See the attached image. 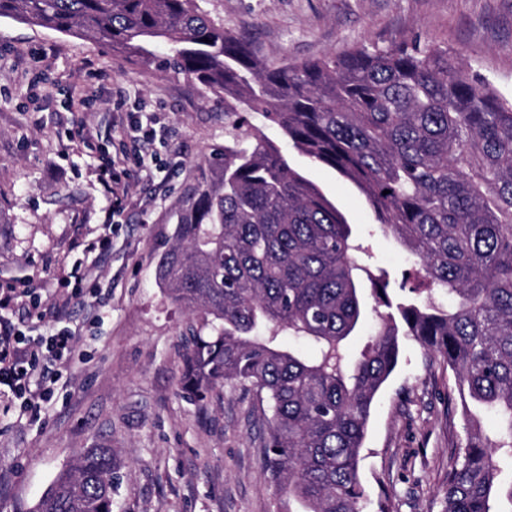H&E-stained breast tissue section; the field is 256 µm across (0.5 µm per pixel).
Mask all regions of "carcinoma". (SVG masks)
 Here are the masks:
<instances>
[{
	"mask_svg": "<svg viewBox=\"0 0 512 512\" xmlns=\"http://www.w3.org/2000/svg\"><path fill=\"white\" fill-rule=\"evenodd\" d=\"M0 18L186 74L224 101L231 139L176 209L156 281L210 330L183 347L182 392L203 401L231 383L267 402L264 468L303 512H363L360 453L402 336L456 376L467 442L448 459L443 512H512V100L435 43L269 62L197 0H0ZM255 114L365 196L414 257L401 288L414 281L418 297L362 283L346 217ZM116 470L112 449H84L33 512H112Z\"/></svg>",
	"mask_w": 512,
	"mask_h": 512,
	"instance_id": "carcinoma-1",
	"label": "carcinoma"
}]
</instances>
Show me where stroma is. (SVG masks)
Returning a JSON list of instances; mask_svg holds the SVG:
<instances>
[{
    "instance_id": "obj_1",
    "label": "stroma",
    "mask_w": 512,
    "mask_h": 512,
    "mask_svg": "<svg viewBox=\"0 0 512 512\" xmlns=\"http://www.w3.org/2000/svg\"><path fill=\"white\" fill-rule=\"evenodd\" d=\"M228 33L246 32L273 60L303 61L362 44L412 38L452 48L470 75L512 99V0H199ZM151 122L154 172L130 169L112 228L101 164L123 163L133 117ZM253 122L346 215L371 269L400 279L410 264L364 196ZM224 104L196 80L138 68L89 41L0 19V311L29 336L70 326L81 336L37 416L0 407V512H32L81 449L120 463L112 512H300L262 470L267 427L253 391L225 385L203 405L181 392L182 347L193 317L156 282L177 203L223 146ZM108 247H99L101 237ZM88 294L71 295L75 278ZM45 316L25 317L29 295ZM453 371L401 341L372 409L361 480L365 512H442L448 457L465 442Z\"/></svg>"
}]
</instances>
